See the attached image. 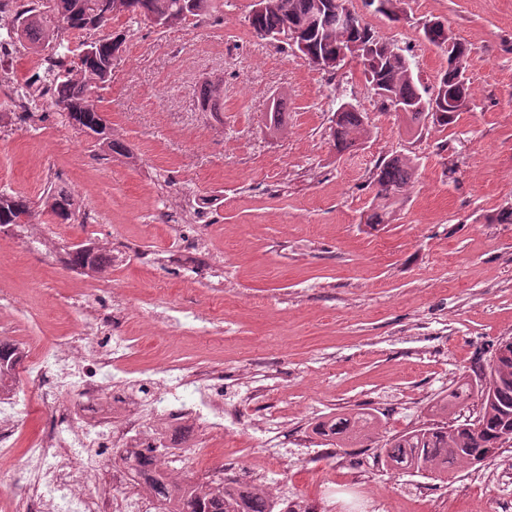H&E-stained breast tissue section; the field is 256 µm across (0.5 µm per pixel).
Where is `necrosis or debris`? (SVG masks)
<instances>
[{
  "instance_id": "4bbe7bcc",
  "label": "necrosis or debris",
  "mask_w": 512,
  "mask_h": 512,
  "mask_svg": "<svg viewBox=\"0 0 512 512\" xmlns=\"http://www.w3.org/2000/svg\"><path fill=\"white\" fill-rule=\"evenodd\" d=\"M64 303L86 314L89 329L37 349L21 344L24 359L14 373L35 385V394L13 383L0 387L1 461L11 460L18 426L34 407L49 413L42 437L24 453L12 512H56L50 497L56 489L65 490L71 512H153L146 478L131 479L122 467L94 469L89 453L140 457L155 448L157 468L197 473V456L164 455L160 447L187 425L209 429L210 445L223 443L224 419L237 414L224 400V370L175 360L131 369L138 344L123 334L121 311L85 292L66 295ZM75 390L83 399L78 407L69 401Z\"/></svg>"
}]
</instances>
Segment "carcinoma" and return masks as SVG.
Returning <instances> with one entry per match:
<instances>
[{
  "mask_svg": "<svg viewBox=\"0 0 512 512\" xmlns=\"http://www.w3.org/2000/svg\"><path fill=\"white\" fill-rule=\"evenodd\" d=\"M28 0L16 13L13 33L17 39L27 38L42 48L51 50L54 67L44 81L54 85L47 98L68 122L85 133L97 136L106 151L130 154L129 149L112 139L103 129L100 110L95 103L99 85L112 78V58L123 44V37L100 34L111 23L114 15L126 13L137 20H147L164 28L163 19L178 17L185 21L201 17L224 7L222 0ZM323 0H270V6L261 12H249L248 22L253 32L262 39L289 44L286 28L293 25L301 30L312 54L335 56L349 49L348 43L361 44L357 59L381 104L394 111L406 113V120L416 124L432 111L433 95L420 91L414 79L412 63L393 44L381 41L346 6V0H333L334 7L352 18L344 25L334 15L319 16L318 4ZM375 12L392 21L399 19L398 0H366ZM425 40L440 48L447 56V67L441 73L438 89L444 91L445 100L437 104L443 113L438 121L441 127L456 122L458 109L448 101L467 102L470 87L464 77L467 47L440 22L423 26ZM79 39L81 50L78 61L69 59L70 41ZM202 104L218 111L221 87L207 83L200 94ZM338 119L333 130L336 148L340 151L361 144L368 134L364 115L354 105L337 109ZM416 163L409 156H394L377 165L374 178V212L366 224L375 228L382 216H389L392 207L414 177ZM46 208L59 223L77 220L79 207L71 195L60 191L46 201ZM32 215L31 202L20 194L0 195V226L27 224ZM68 265L74 270L100 269L108 257L100 250L80 244L68 252ZM499 347L508 354L483 366L476 367L480 387L465 381L454 388L448 398L437 404L441 413L448 406L477 397L480 409L476 423L426 425L403 432L384 445L387 465L397 471H430L438 479L448 474V467L457 462H470L482 448L498 442L507 427H512V340ZM378 420L372 413L362 412L351 418L336 417L314 426L315 434L341 445L359 444L371 438ZM152 490L161 501L162 512H273L275 503L260 494L256 488H241L224 482V488L186 482L176 487L163 474L154 472Z\"/></svg>",
  "mask_w": 512,
  "mask_h": 512,
  "instance_id": "carcinoma-1",
  "label": "carcinoma"
}]
</instances>
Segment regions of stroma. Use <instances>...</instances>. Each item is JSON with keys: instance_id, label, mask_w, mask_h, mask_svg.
Segmentation results:
<instances>
[{"instance_id": "1", "label": "stroma", "mask_w": 512, "mask_h": 512, "mask_svg": "<svg viewBox=\"0 0 512 512\" xmlns=\"http://www.w3.org/2000/svg\"><path fill=\"white\" fill-rule=\"evenodd\" d=\"M252 0L168 30L114 16L124 42L97 105L131 157L100 149L57 109L27 122L15 116L16 82L31 78L43 50L18 41L12 73L0 77V193L32 203V223L57 253L33 252L21 234L0 237V290L16 308L11 334L41 345L84 326L61 306L76 289L124 303L127 335L142 343L134 368L172 355L224 367V395L240 414L224 421V444L201 449L217 472L226 460L253 471L277 503L305 499L319 512H505L512 504V447L445 480L396 473L383 446L437 422L431 407L457 380H475L512 337V0H402L390 21L348 0L379 39L404 49L420 83L434 87L447 65L423 35L443 22L469 49L468 105L447 127L411 125L382 109L362 66L326 72L293 49L258 38ZM221 81V109L201 108L199 90ZM286 103L281 131L270 104ZM349 102L366 113L370 136L337 151L332 117ZM396 155L417 170L403 205L369 228L375 167ZM65 189L95 227L57 224L44 209ZM202 207L190 235L224 257V285L187 282L165 262H132L104 279L72 270L66 248L137 242L171 251L174 232L155 200ZM208 312L199 340L151 319L155 305ZM370 412L379 427L357 448L325 445L316 423ZM294 430L281 466L269 467V431Z\"/></svg>"}]
</instances>
